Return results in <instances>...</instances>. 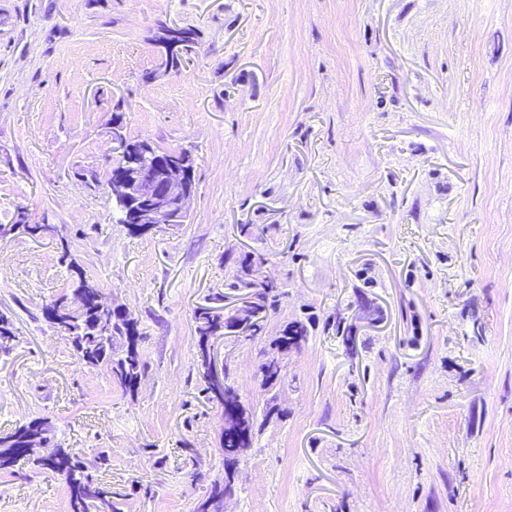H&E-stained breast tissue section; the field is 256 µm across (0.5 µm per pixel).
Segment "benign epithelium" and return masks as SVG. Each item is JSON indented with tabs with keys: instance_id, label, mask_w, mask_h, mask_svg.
Here are the masks:
<instances>
[{
	"instance_id": "1",
	"label": "benign epithelium",
	"mask_w": 512,
	"mask_h": 512,
	"mask_svg": "<svg viewBox=\"0 0 512 512\" xmlns=\"http://www.w3.org/2000/svg\"><path fill=\"white\" fill-rule=\"evenodd\" d=\"M112 143L115 153L123 158L120 171L108 184L113 208L124 212L131 224L185 223L195 193L188 164L189 150L172 151L159 162L147 141L138 152H132L116 125L112 127ZM151 166L161 171L160 178L146 175L145 170ZM230 314L235 317V330L248 327L254 319L251 300H241L233 306ZM238 420L239 412L227 394L224 399V429L236 430Z\"/></svg>"
}]
</instances>
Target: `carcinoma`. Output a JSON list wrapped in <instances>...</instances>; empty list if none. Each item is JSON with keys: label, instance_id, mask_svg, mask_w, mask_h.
<instances>
[{"label": "carcinoma", "instance_id": "carcinoma-1", "mask_svg": "<svg viewBox=\"0 0 512 512\" xmlns=\"http://www.w3.org/2000/svg\"><path fill=\"white\" fill-rule=\"evenodd\" d=\"M49 229L47 224H29L25 212L18 213L16 223L0 225V239L27 235L36 237ZM68 247H62V259L69 260ZM73 272L70 294H63L44 303L41 307L43 320L57 329L70 342L78 364L87 368H107L115 383L125 392H137L144 373V365L139 353L142 333L138 320L123 308L117 311H104L99 298L105 293L93 280L87 278L78 263L69 260ZM241 287L252 290L253 308L258 314L249 337L262 332L267 311L271 307L269 296L275 285L268 281H241ZM85 296V308L72 313L67 304L69 295ZM198 335L200 364L199 375L204 383L201 392L212 399L208 380L209 350L211 339L232 331L228 316L218 311V307L208 303L197 306L193 311ZM16 333L12 319L0 313V351L12 349ZM33 421H28L7 431H0V472L15 473V467L24 463L30 471L50 470L59 476L69 491L68 512H119L120 493L95 478L89 471L81 455L71 448L56 446V453L45 456L39 454L30 440ZM195 512H224V483L212 484L208 496L196 507Z\"/></svg>", "mask_w": 512, "mask_h": 512}]
</instances>
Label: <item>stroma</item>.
I'll list each match as a JSON object with an SVG mask.
<instances>
[{
  "label": "stroma",
  "instance_id": "stroma-1",
  "mask_svg": "<svg viewBox=\"0 0 512 512\" xmlns=\"http://www.w3.org/2000/svg\"><path fill=\"white\" fill-rule=\"evenodd\" d=\"M162 24L198 43L160 76ZM117 115L193 151L187 223H118ZM21 212L48 230L0 240V430L48 419L121 512L224 478L193 310L242 297L248 255L277 303L211 341L255 422L226 512H512V0H0V224ZM65 249L139 320L137 394L41 318ZM0 512L68 488L0 473Z\"/></svg>",
  "mask_w": 512,
  "mask_h": 512
}]
</instances>
